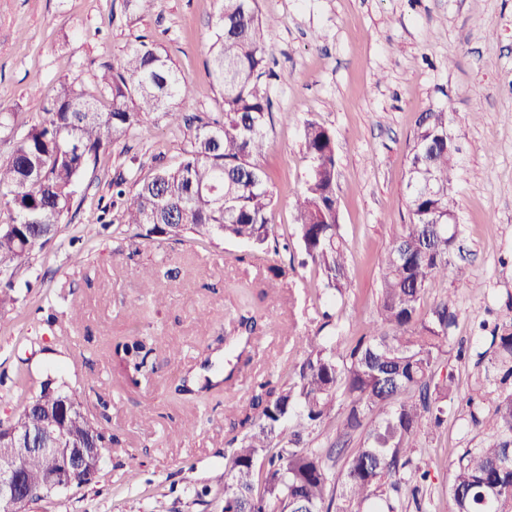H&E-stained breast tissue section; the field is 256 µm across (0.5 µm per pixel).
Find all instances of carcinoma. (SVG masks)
<instances>
[{
  "instance_id": "cac0c4a2",
  "label": "carcinoma",
  "mask_w": 512,
  "mask_h": 512,
  "mask_svg": "<svg viewBox=\"0 0 512 512\" xmlns=\"http://www.w3.org/2000/svg\"><path fill=\"white\" fill-rule=\"evenodd\" d=\"M257 0H220L210 46L208 75L222 91V112L204 119L169 109L172 101L190 104L191 85L170 58L142 42L117 62L103 64L100 93L107 107L74 81L60 82L44 107V117L12 137L0 160V204L12 214L0 224V303L11 299L15 274L56 239L74 205L76 184L114 141L143 117L162 112L188 143L182 158L126 186L112 181L121 220L141 228L137 237L161 243L231 239L264 248L275 240L269 214L273 192L258 163L270 120L264 88L268 77L266 32ZM454 120L453 109L421 116L409 150L406 182L409 223L400 224L389 242L378 295L380 323L360 337L344 356L332 336H301L306 358L293 367L291 382L269 376L255 382L245 400H224L238 443L231 458L224 498L242 512H405L401 488L418 496L430 470L413 459L419 438L444 423L454 393V375L436 376L447 354L455 314L448 298L423 311L424 298L448 276V225L432 223L436 212L455 211L448 187L455 178L456 149L429 130ZM303 142L310 168L296 200V226L302 250L322 275L323 293L343 296L347 288L336 207L337 162L333 133L318 123L305 126ZM489 330L485 357L512 377V322L479 323ZM166 346L161 335L130 336L113 344V357L135 385L155 372L150 355ZM220 387L205 378L191 385L185 375L176 393L199 399ZM343 406L342 428L357 432L336 487L310 436ZM470 417L493 409L499 428L512 433V392L483 386L467 400ZM59 420L65 439L50 448H94L110 454L112 433L92 419L77 389L52 378L41 381L23 409L0 421V431L23 438L48 420ZM32 501L44 496V460L22 457ZM449 512H512V447L506 441L469 448L448 478Z\"/></svg>"
}]
</instances>
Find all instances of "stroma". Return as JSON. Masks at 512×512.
<instances>
[{
  "label": "stroma",
  "instance_id": "obj_1",
  "mask_svg": "<svg viewBox=\"0 0 512 512\" xmlns=\"http://www.w3.org/2000/svg\"><path fill=\"white\" fill-rule=\"evenodd\" d=\"M257 7L275 21L268 36L272 121L259 163L285 247L137 243V226L118 221L110 184L181 156L185 144L162 113L144 118L86 170L78 207L17 273L14 300L0 307V421L52 373L79 387L87 412L120 444L90 485L39 500L30 512H222L232 436L224 407L214 397L180 399L176 385L212 350L222 355L218 368L233 374L223 396L239 399L264 376L289 378L306 356L298 335L320 332L346 345L372 333L387 246L409 221L416 120L448 106L460 147L450 260L467 277L448 276L440 288L457 316L444 358L457 397L442 431L420 443L432 512H448L449 471L464 450L498 438L492 412L471 421L465 400L484 377L478 318L512 319V0H257ZM218 8V0H0V112L14 113L22 128L42 117L60 81L98 93L100 65L145 41L191 82L192 112L218 115L221 90L208 75ZM311 121L335 134L348 287L333 304L318 269L304 261L295 223ZM103 213L108 223H100ZM272 265L286 277L271 281ZM138 269L155 272L152 287H142ZM170 271L179 287H170ZM157 296L164 305L154 304ZM248 308L280 329L256 331L238 356L222 339ZM325 310L333 316L328 325ZM75 316L80 325H72ZM153 333L168 346L152 355L156 372L131 385L112 360V344ZM191 422L194 432L184 433Z\"/></svg>",
  "mask_w": 512,
  "mask_h": 512
}]
</instances>
